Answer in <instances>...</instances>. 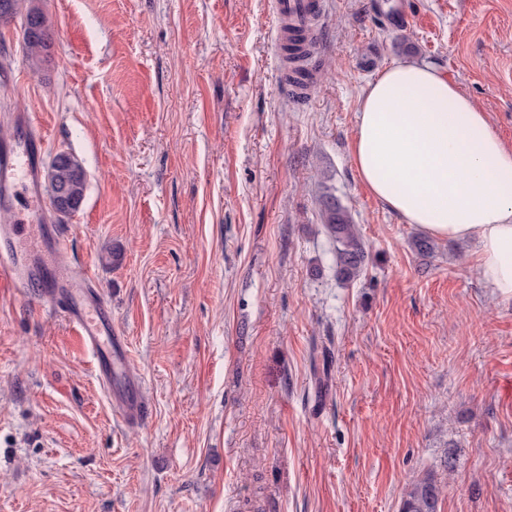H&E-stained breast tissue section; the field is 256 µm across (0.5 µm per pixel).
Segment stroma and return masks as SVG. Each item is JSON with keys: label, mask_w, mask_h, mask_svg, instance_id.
<instances>
[{"label": "stroma", "mask_w": 512, "mask_h": 512, "mask_svg": "<svg viewBox=\"0 0 512 512\" xmlns=\"http://www.w3.org/2000/svg\"><path fill=\"white\" fill-rule=\"evenodd\" d=\"M25 3L54 37L32 61L0 21V140L36 113L42 167L83 168L59 259L95 276L147 414L115 417L38 289L1 290L0 512H401L424 477L439 512H512V298L471 245L419 253L350 151L363 89L402 59L512 147V0H324L300 99L273 0ZM329 196L368 252L349 282Z\"/></svg>", "instance_id": "1"}]
</instances>
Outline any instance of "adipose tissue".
Wrapping results in <instances>:
<instances>
[{
	"label": "adipose tissue",
	"mask_w": 512,
	"mask_h": 512,
	"mask_svg": "<svg viewBox=\"0 0 512 512\" xmlns=\"http://www.w3.org/2000/svg\"><path fill=\"white\" fill-rule=\"evenodd\" d=\"M351 156L406 223L469 242L486 286L512 297V148L438 66L396 62L365 87Z\"/></svg>",
	"instance_id": "adipose-tissue-1"
}]
</instances>
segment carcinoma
<instances>
[{
  "label": "carcinoma",
  "instance_id": "obj_1",
  "mask_svg": "<svg viewBox=\"0 0 512 512\" xmlns=\"http://www.w3.org/2000/svg\"><path fill=\"white\" fill-rule=\"evenodd\" d=\"M21 16L23 50L27 57L37 59L49 48L51 25L44 12L36 7L23 8L20 0H0V20ZM49 193L55 195L60 187H67L70 196L83 201L85 174L78 163L68 165L58 153L53 158L48 174ZM323 227L334 244L336 275L351 281L363 271L367 251L365 243L351 215L342 206L330 203L325 208ZM442 490L429 478L414 481L403 500L401 512H438Z\"/></svg>",
  "mask_w": 512,
  "mask_h": 512
}]
</instances>
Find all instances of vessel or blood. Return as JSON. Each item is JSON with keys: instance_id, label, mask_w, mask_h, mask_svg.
Listing matches in <instances>:
<instances>
[{"instance_id": "vessel-or-blood-1", "label": "vessel or blood", "mask_w": 512, "mask_h": 512, "mask_svg": "<svg viewBox=\"0 0 512 512\" xmlns=\"http://www.w3.org/2000/svg\"><path fill=\"white\" fill-rule=\"evenodd\" d=\"M274 12L289 31L308 33L323 12V0H274ZM14 123L19 136L0 142V208L13 210L23 196L35 215L42 216L47 212L39 187L44 133L33 113L15 114ZM59 248L57 225L0 224V288L22 294L31 286H40L42 299L56 304L61 317L74 327L79 343L92 354L97 381L116 391L117 415L138 422L145 408L129 389L132 364L123 337L112 328V311L99 298L87 271L57 261Z\"/></svg>"}]
</instances>
